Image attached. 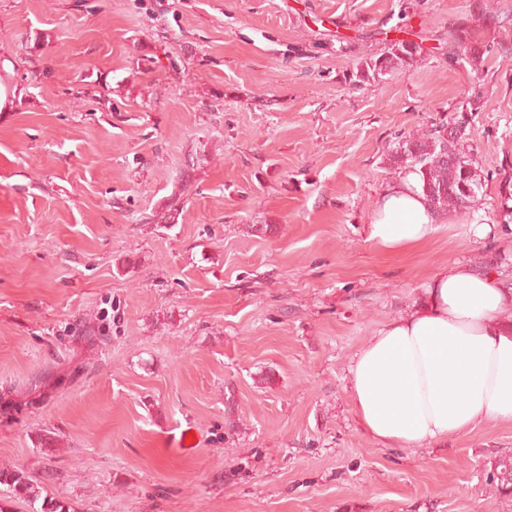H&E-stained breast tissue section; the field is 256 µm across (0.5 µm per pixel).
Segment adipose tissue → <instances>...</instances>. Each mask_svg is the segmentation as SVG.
Wrapping results in <instances>:
<instances>
[{
  "label": "adipose tissue",
  "mask_w": 512,
  "mask_h": 512,
  "mask_svg": "<svg viewBox=\"0 0 512 512\" xmlns=\"http://www.w3.org/2000/svg\"><path fill=\"white\" fill-rule=\"evenodd\" d=\"M437 222L407 171L377 198L369 238L399 250L430 238ZM511 311L512 287L466 263L441 268L420 304L355 354L349 384L360 428L388 448H421L479 423H512Z\"/></svg>",
  "instance_id": "1"
}]
</instances>
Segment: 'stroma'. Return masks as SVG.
Returning <instances> with one entry per match:
<instances>
[{
	"label": "stroma",
	"instance_id": "35a3bbf8",
	"mask_svg": "<svg viewBox=\"0 0 512 512\" xmlns=\"http://www.w3.org/2000/svg\"><path fill=\"white\" fill-rule=\"evenodd\" d=\"M473 2L0 0V468L71 512H512V424L385 448L348 392L442 265L512 284V0L476 70ZM403 23L423 61L352 84ZM474 99L475 205L377 246L388 153ZM481 44L475 40L467 18L461 17L448 24V48L461 52L459 55L453 54L454 58L465 60L472 66H478L487 49ZM487 482L491 487L492 496L512 494V456L500 455L490 461Z\"/></svg>",
	"mask_w": 512,
	"mask_h": 512
}]
</instances>
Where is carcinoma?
<instances>
[{"label": "carcinoma", "instance_id": "carcinoma-1", "mask_svg": "<svg viewBox=\"0 0 512 512\" xmlns=\"http://www.w3.org/2000/svg\"><path fill=\"white\" fill-rule=\"evenodd\" d=\"M448 48L457 52V58L472 66L478 65L486 47L475 40L472 28L465 17L448 24ZM423 44L398 40L389 42L388 49L376 58L360 62L356 67L358 82L383 78L395 69L412 67L424 56ZM478 110L477 100L470 102L467 112L453 121H442L423 134L410 136L398 143L387 158L389 168L410 170L417 173L421 189L432 209L445 215L448 210L462 211L477 199L482 180L474 167L473 155L465 150L466 133H444L451 124L468 128L469 114ZM487 482L492 495L512 494V456L501 455L491 461ZM7 487L14 494L37 502L41 496L40 487L33 483L22 470L0 469V486Z\"/></svg>", "mask_w": 512, "mask_h": 512}]
</instances>
